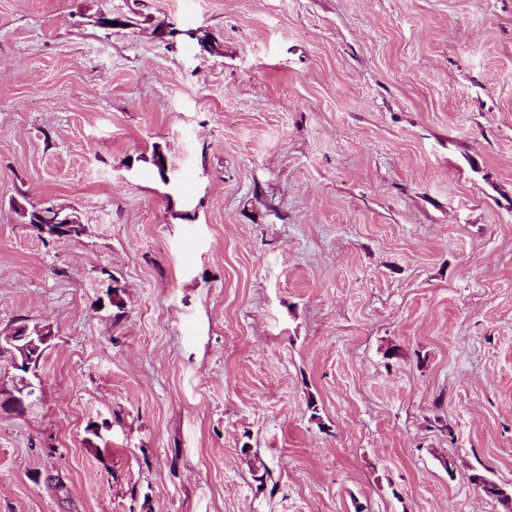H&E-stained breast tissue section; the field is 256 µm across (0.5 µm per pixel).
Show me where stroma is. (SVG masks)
Instances as JSON below:
<instances>
[{
    "label": "stroma",
    "instance_id": "35a3bbf8",
    "mask_svg": "<svg viewBox=\"0 0 512 512\" xmlns=\"http://www.w3.org/2000/svg\"><path fill=\"white\" fill-rule=\"evenodd\" d=\"M21 322L0 512H503L512 0H0ZM44 210H49L53 216H56V219H54L50 224H43L40 220L37 222H31L32 226L37 230V234L40 238L41 237V225L43 228L42 239L47 240L48 238H63V237H70L69 234H64L63 230L65 228L70 227V224H79L80 220L74 213H66L62 208H58L57 206L53 204H49L47 206H44ZM59 224H64L62 226H59ZM54 336L50 326L38 323H23L0 332V358L8 354L11 366L17 371L12 377L11 389L0 387V410L21 416L32 405L36 387L31 377L38 379L41 358ZM40 352L42 355L37 361Z\"/></svg>",
    "mask_w": 512,
    "mask_h": 512
}]
</instances>
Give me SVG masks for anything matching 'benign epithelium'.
Wrapping results in <instances>:
<instances>
[{
    "label": "benign epithelium",
    "mask_w": 512,
    "mask_h": 512,
    "mask_svg": "<svg viewBox=\"0 0 512 512\" xmlns=\"http://www.w3.org/2000/svg\"><path fill=\"white\" fill-rule=\"evenodd\" d=\"M52 215V222L42 225L43 239L63 238V230L72 224L80 223L73 213L49 204L45 206ZM55 333L49 326L23 323L0 332V358L9 355L11 366L16 371L12 377V388H0V410H8L18 416L23 415L33 403L36 393L34 379L38 378L39 353L50 347Z\"/></svg>",
    "instance_id": "obj_1"
}]
</instances>
